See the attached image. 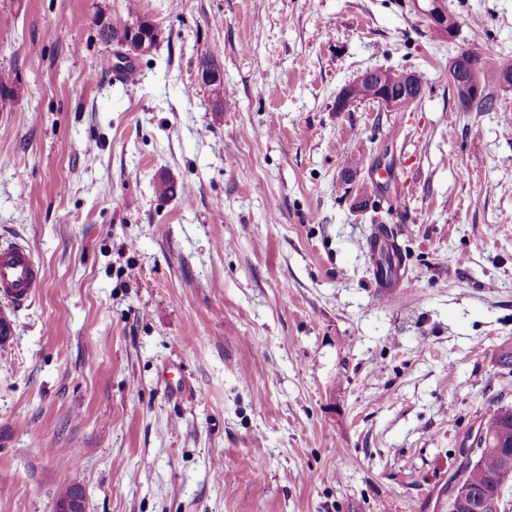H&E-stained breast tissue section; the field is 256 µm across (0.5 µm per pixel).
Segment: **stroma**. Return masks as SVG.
Returning a JSON list of instances; mask_svg holds the SVG:
<instances>
[{"label":"stroma","instance_id":"stroma-1","mask_svg":"<svg viewBox=\"0 0 512 512\" xmlns=\"http://www.w3.org/2000/svg\"><path fill=\"white\" fill-rule=\"evenodd\" d=\"M447 3L449 43L416 0H0V239L47 273L0 345V512H436L512 406V86L448 79L512 59V0ZM102 16L158 29L131 80ZM370 68L420 99L337 111ZM463 55L471 73L480 83L481 91L479 93L475 87H472L471 95L461 96L457 92L454 81L450 79L458 106L463 111H470L474 107L478 110L489 108L492 104V96L487 92L486 85L481 83L480 75H484L489 69H492L498 77L501 73H512V59L496 57L491 48L481 44H473L463 49ZM376 266L379 269L377 273L378 276L379 274L383 276L385 269V277H387V280L390 282L399 280L401 278V270L405 269V256L399 247H395V253H390L388 247L381 244L378 247V261Z\"/></svg>","mask_w":512,"mask_h":512}]
</instances>
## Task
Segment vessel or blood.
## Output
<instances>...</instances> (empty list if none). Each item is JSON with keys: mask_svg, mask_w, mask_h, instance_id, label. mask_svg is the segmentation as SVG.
<instances>
[{"mask_svg": "<svg viewBox=\"0 0 512 512\" xmlns=\"http://www.w3.org/2000/svg\"><path fill=\"white\" fill-rule=\"evenodd\" d=\"M44 278V268L27 245L17 241L0 245V334L12 335L11 313L29 303Z\"/></svg>", "mask_w": 512, "mask_h": 512, "instance_id": "b4317fda", "label": "vessel or blood"}]
</instances>
